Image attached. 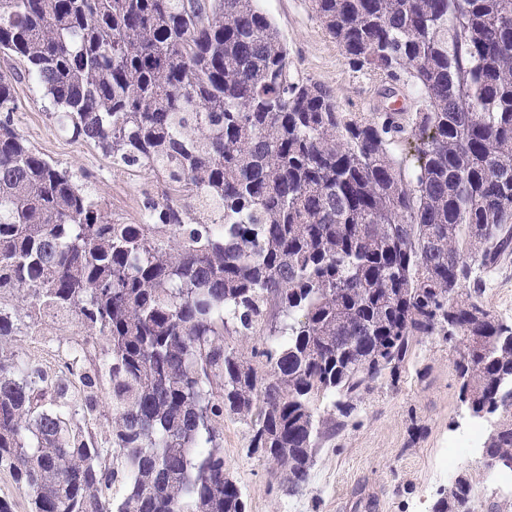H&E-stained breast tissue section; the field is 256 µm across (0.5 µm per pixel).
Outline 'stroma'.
<instances>
[{"mask_svg":"<svg viewBox=\"0 0 512 512\" xmlns=\"http://www.w3.org/2000/svg\"><path fill=\"white\" fill-rule=\"evenodd\" d=\"M260 7L286 42L299 74L333 88L342 111L369 118L391 105L416 110L418 101L408 88L399 86L386 95L379 78L348 65L310 0H260ZM15 96L19 107L13 121L32 148L100 197L115 219L138 223L157 196L153 172L114 163L94 145L63 133L51 101L36 84L17 83ZM486 280L485 304L512 325V256L488 272ZM82 335L74 322H28L12 344L19 355L53 371ZM459 348L435 336L413 343L398 377L377 382L344 426L321 442L309 486L300 495L280 487L265 459L247 455L246 427L225 418L224 459L246 496L248 512H431L438 490L449 484L439 469L440 454L471 422L458 398L454 362ZM458 470L469 477L479 501L495 500L502 512H512V487L489 480L482 456L461 462Z\"/></svg>","mask_w":512,"mask_h":512,"instance_id":"obj_1","label":"stroma"}]
</instances>
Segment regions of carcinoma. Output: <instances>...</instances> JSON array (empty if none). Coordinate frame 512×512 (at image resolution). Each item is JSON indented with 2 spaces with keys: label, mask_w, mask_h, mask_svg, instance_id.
Listing matches in <instances>:
<instances>
[{
  "label": "carcinoma",
  "mask_w": 512,
  "mask_h": 512,
  "mask_svg": "<svg viewBox=\"0 0 512 512\" xmlns=\"http://www.w3.org/2000/svg\"><path fill=\"white\" fill-rule=\"evenodd\" d=\"M311 2L416 112L342 111L259 0H0V54L23 63L0 73V471L28 512H247L226 415L301 492L429 336L462 340L459 399L512 470V325L476 274L512 254V0ZM26 77L64 133L155 174L149 223L27 143ZM24 316L82 326L57 372L10 349ZM432 512H478L470 480Z\"/></svg>",
  "instance_id": "cac0c4a2"
}]
</instances>
